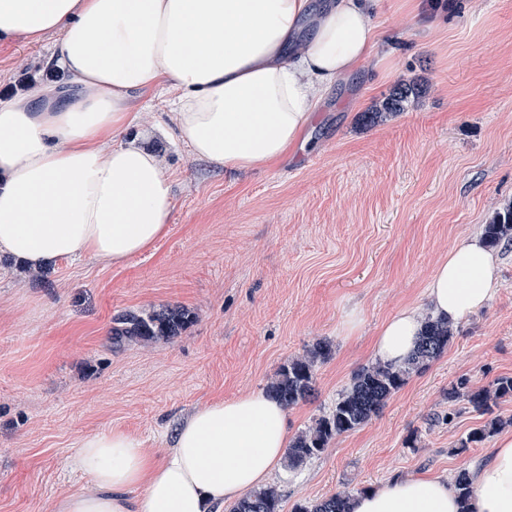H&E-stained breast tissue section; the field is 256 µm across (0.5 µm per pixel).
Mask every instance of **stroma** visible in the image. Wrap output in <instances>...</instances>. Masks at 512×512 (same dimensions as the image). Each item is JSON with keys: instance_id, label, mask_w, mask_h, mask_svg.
Wrapping results in <instances>:
<instances>
[{"instance_id": "35a3bbf8", "label": "stroma", "mask_w": 512, "mask_h": 512, "mask_svg": "<svg viewBox=\"0 0 512 512\" xmlns=\"http://www.w3.org/2000/svg\"><path fill=\"white\" fill-rule=\"evenodd\" d=\"M414 2L377 0L385 53L337 79L281 159L245 173L163 136L160 94L137 93L132 132L175 175L169 231L149 250L38 271L0 257V512H57L92 491L70 461L81 437L118 429L164 456L193 410L265 391L289 358L325 342L314 397L287 410L296 436L374 363L386 319L426 311L439 260L512 204V0H438L433 28ZM54 41L1 45L0 92L44 66ZM408 82L422 91L402 112L363 121ZM498 251V293L455 323L441 357L367 424L273 474L282 512L489 457L492 438L457 452L485 418L449 405L448 391L512 376V244ZM176 307L191 314L177 336L113 347L117 315Z\"/></svg>"}]
</instances>
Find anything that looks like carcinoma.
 Wrapping results in <instances>:
<instances>
[{
  "mask_svg": "<svg viewBox=\"0 0 512 512\" xmlns=\"http://www.w3.org/2000/svg\"><path fill=\"white\" fill-rule=\"evenodd\" d=\"M420 93L418 86L403 83L395 87L379 107L365 112L363 120L373 123L383 112H401L404 103ZM484 236L492 247L505 241L512 242V205L493 215L489 224L484 226ZM188 320L187 312L180 309L159 313L126 312L115 318L112 343L119 345L126 339L145 343L169 339L176 336ZM453 336L454 325L451 322L428 316L416 348L402 365L393 367L377 361L355 372L349 387L338 396L332 409L316 418L289 441L286 467L297 469L324 453L335 438L365 425L412 375L445 352ZM330 352L329 344L319 342L305 355L288 360L268 384L266 393L280 400L286 407L306 401L315 390L316 364L326 359ZM509 398H512V376L501 377L488 387L470 389L461 382L448 390V402H463L472 411L491 416L490 420L472 429L460 440L457 452L474 448L503 427L512 425L511 418L504 420L494 415V408L499 402ZM454 486L462 504V512H468L467 504L473 494L469 472L459 471L454 478ZM353 497L354 494L348 491L337 492L321 500L300 503L295 506L294 512H351L350 502ZM279 506L280 495L277 489L268 487L242 497L230 506L229 512H279Z\"/></svg>",
  "mask_w": 512,
  "mask_h": 512,
  "instance_id": "cac0c4a2",
  "label": "carcinoma"
}]
</instances>
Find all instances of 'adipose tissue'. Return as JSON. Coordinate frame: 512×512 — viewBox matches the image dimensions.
Instances as JSON below:
<instances>
[{"instance_id":"1","label":"adipose tissue","mask_w":512,"mask_h":512,"mask_svg":"<svg viewBox=\"0 0 512 512\" xmlns=\"http://www.w3.org/2000/svg\"><path fill=\"white\" fill-rule=\"evenodd\" d=\"M374 0H0V43L57 34L39 83L0 101V253L33 269L62 259L119 264L166 235L173 182L124 133L138 91L166 93L176 138L239 173L280 158L322 94L380 40ZM499 260L478 234L456 244L427 286L429 312L404 308L378 329L375 358L403 363L425 316L456 322L487 306ZM288 446L284 406L264 392L196 408L161 459L120 431L85 437L73 465L94 485L58 512H211L263 485ZM461 506L446 476L396 477L352 512H512V434L472 471Z\"/></svg>"}]
</instances>
